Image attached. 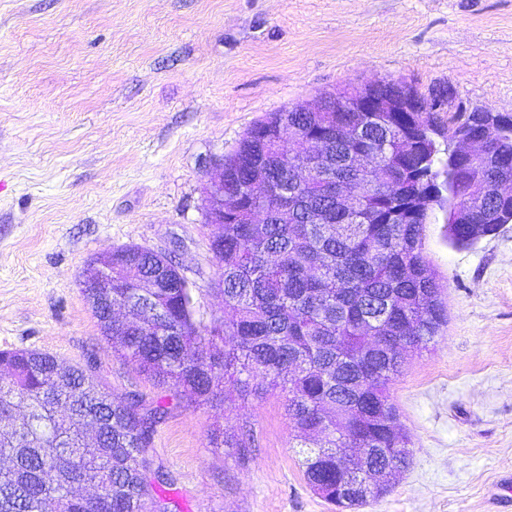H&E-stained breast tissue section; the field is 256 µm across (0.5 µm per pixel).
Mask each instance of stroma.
I'll return each mask as SVG.
<instances>
[{
    "label": "stroma",
    "instance_id": "35a3bbf8",
    "mask_svg": "<svg viewBox=\"0 0 512 512\" xmlns=\"http://www.w3.org/2000/svg\"><path fill=\"white\" fill-rule=\"evenodd\" d=\"M512 113V0H0V350L91 368L171 405L147 457L180 512H336L307 484L283 397L189 405L121 360L79 282L138 245L171 257L197 319H230L208 166L266 114L350 84ZM448 322L390 393L413 456L356 512H512V224L473 246L434 207ZM251 430L248 459L209 435Z\"/></svg>",
    "mask_w": 512,
    "mask_h": 512
}]
</instances>
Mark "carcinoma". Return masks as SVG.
<instances>
[{
	"label": "carcinoma",
	"instance_id": "cac0c4a2",
	"mask_svg": "<svg viewBox=\"0 0 512 512\" xmlns=\"http://www.w3.org/2000/svg\"><path fill=\"white\" fill-rule=\"evenodd\" d=\"M278 142L264 141L270 119L255 124L224 161V194L248 184L250 167L268 172L281 194L257 189L246 203L263 224H222L211 241L224 284L229 322L207 327L194 317L191 289L171 259L136 245L112 288H82L114 352L157 385L217 408L247 396L261 378L285 399L296 437L320 438L301 451L304 475L330 504L355 493L358 477L336 459L338 448H378L370 465L397 468L413 455L409 438L391 430L397 417L390 385L400 373L397 349L422 351L447 320L443 285L424 253V201L450 176L448 240L469 247L512 223V197L493 183L512 181V114L496 128L477 112L448 118V136L464 130L489 139L490 157L442 158L433 136L437 112H279ZM326 141L313 174L281 181L294 168L290 129ZM350 129L342 138L339 131ZM407 136L418 147L402 148ZM373 155L381 175L355 173L349 159ZM345 179L359 199L354 212L326 193L327 175ZM288 197V218L280 195ZM315 209L328 223L310 224ZM0 512H172L173 479L146 453L168 404L136 393L114 394L92 370L48 352L0 351ZM214 448L243 459L248 430L209 435Z\"/></svg>",
	"mask_w": 512,
	"mask_h": 512
}]
</instances>
